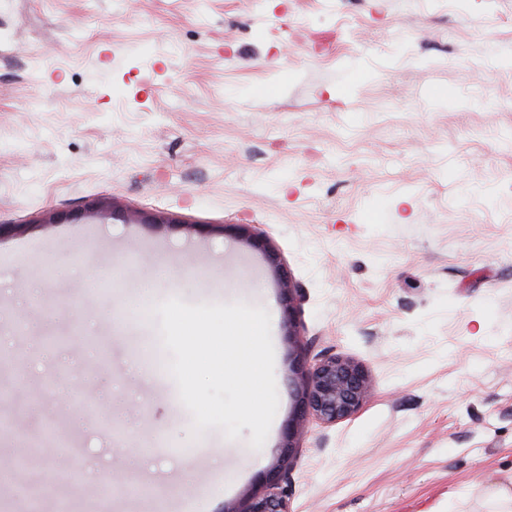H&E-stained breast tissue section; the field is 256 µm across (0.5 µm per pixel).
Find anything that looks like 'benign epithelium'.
Masks as SVG:
<instances>
[{
	"instance_id": "benign-epithelium-1",
	"label": "benign epithelium",
	"mask_w": 512,
	"mask_h": 512,
	"mask_svg": "<svg viewBox=\"0 0 512 512\" xmlns=\"http://www.w3.org/2000/svg\"><path fill=\"white\" fill-rule=\"evenodd\" d=\"M222 232L251 249L263 252L269 266L279 274L284 320L288 324V335H295L292 288L288 277L280 273L277 255L268 250L264 241L244 224H226L222 226ZM371 389L372 379L368 371L349 359L326 358L311 369L300 372L295 411L283 426L280 455L276 463L259 477L258 483L265 487V492L252 495L244 512H290L288 459L294 440L304 432L307 419L314 416L332 424L346 418L363 404Z\"/></svg>"
}]
</instances>
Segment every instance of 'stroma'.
<instances>
[{"label":"stroma","mask_w":512,"mask_h":512,"mask_svg":"<svg viewBox=\"0 0 512 512\" xmlns=\"http://www.w3.org/2000/svg\"><path fill=\"white\" fill-rule=\"evenodd\" d=\"M100 198L147 218L88 213ZM0 224L24 227L0 236V465L72 377L100 416L74 404L41 488L14 472L0 501L241 510L301 348L360 362L374 392L310 421L290 512H512V0H0ZM189 224L266 236L295 341L264 255ZM171 297L269 311L261 450L247 428L193 438L154 368L151 309ZM222 232L225 236L233 237L234 239L244 243L247 247L258 250L264 253L269 266L278 273L280 292L283 303V315L285 324H288V336H296L294 331V306L293 294L288 277L285 274H280V263L277 255L268 250L264 241L252 234L245 224H224Z\"/></svg>","instance_id":"1"}]
</instances>
